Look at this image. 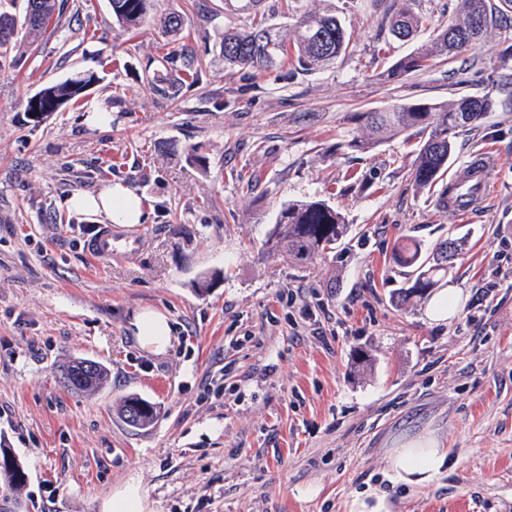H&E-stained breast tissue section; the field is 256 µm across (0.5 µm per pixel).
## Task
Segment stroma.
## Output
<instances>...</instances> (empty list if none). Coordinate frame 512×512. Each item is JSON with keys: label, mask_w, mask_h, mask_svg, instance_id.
Masks as SVG:
<instances>
[{"label": "stroma", "mask_w": 512, "mask_h": 512, "mask_svg": "<svg viewBox=\"0 0 512 512\" xmlns=\"http://www.w3.org/2000/svg\"><path fill=\"white\" fill-rule=\"evenodd\" d=\"M63 2L37 43L0 59V446L28 475L18 500L0 488V512H110L131 484L141 512H349L372 491L390 512H512V34L387 81L413 45L388 33L392 0H264L280 26L334 10L350 48L323 70L254 77L224 65L225 25L253 21L224 0H154L155 15L183 14L175 41L152 23L122 32L109 0ZM80 70L99 83L28 123L27 98ZM156 74L184 84L154 92ZM464 95L495 103L449 163L497 162L470 214L415 188L408 136L345 147L354 113ZM97 111L108 129L87 124ZM116 183L142 199L129 232L144 243L98 260L85 244L103 220L64 200ZM315 198L343 213L346 239L307 267L263 256L280 206ZM404 236L428 254L456 241L449 323L397 304ZM145 310L169 321L165 352L132 329ZM76 357L107 366L97 392L64 387ZM128 394L154 404L151 426L121 419ZM427 432L453 467L426 488L392 481L388 448Z\"/></svg>", "instance_id": "obj_1"}]
</instances>
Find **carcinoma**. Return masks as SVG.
Returning a JSON list of instances; mask_svg holds the SVG:
<instances>
[{
  "instance_id": "obj_1",
  "label": "carcinoma",
  "mask_w": 512,
  "mask_h": 512,
  "mask_svg": "<svg viewBox=\"0 0 512 512\" xmlns=\"http://www.w3.org/2000/svg\"><path fill=\"white\" fill-rule=\"evenodd\" d=\"M20 15L0 9V57L18 43H35L48 28L55 14L61 11L58 0H25ZM152 0H110L112 19L124 31L138 28L150 19ZM469 0H459L458 16L441 28L431 41L414 48L397 59L387 70L386 77L400 78L421 72L429 58L436 54L458 56L474 49L491 29H512V0H474L481 15V24L474 25ZM184 18L178 11L156 20V25L167 36L181 33ZM422 25V18L403 6L389 18V30L399 39L411 40ZM350 38L336 15L317 10L299 15L292 34L281 33L265 21L247 29L224 25L221 50L224 64L251 73L274 70L294 57L300 67L310 69L333 64L346 54ZM99 81L93 72H78L61 82L43 86L35 93L37 100L27 99L25 112L30 121L40 123L67 104L78 101L87 88ZM493 101L488 97H461L448 103L415 100L394 106L382 112H356L350 121L369 131L365 136L355 135L345 147L366 152L384 139L412 131L420 135L417 144L412 179L419 189H429L443 180L454 151V137L458 130L477 124L492 111ZM348 224L341 212L328 202L316 199L288 202L281 205L273 227L265 241L266 252L287 258L297 265H307L336 249L348 234ZM456 242L439 245L436 255L422 256L418 242L408 240L395 251L394 263L411 269L410 285L404 289L406 298H428L438 283L448 276V249ZM89 363L91 369L83 368ZM76 361L64 372V385L80 391H91L107 378L106 367L94 360ZM122 413L126 422L137 428H146L157 417L155 407L137 397L124 398ZM27 482L23 466L6 448H0V484L18 494Z\"/></svg>"
}]
</instances>
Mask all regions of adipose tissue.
I'll return each mask as SVG.
<instances>
[{
    "mask_svg": "<svg viewBox=\"0 0 512 512\" xmlns=\"http://www.w3.org/2000/svg\"><path fill=\"white\" fill-rule=\"evenodd\" d=\"M68 208L78 213L103 216L118 225L143 223L142 200L131 189L115 184L97 192L78 191L66 200ZM140 343L154 352H165L171 336L166 317L156 311L137 315L132 323ZM452 465L450 451L443 441L427 433L403 440L389 449L387 471L396 480L410 486H424L439 478Z\"/></svg>",
    "mask_w": 512,
    "mask_h": 512,
    "instance_id": "ef3b65f1",
    "label": "adipose tissue"
}]
</instances>
